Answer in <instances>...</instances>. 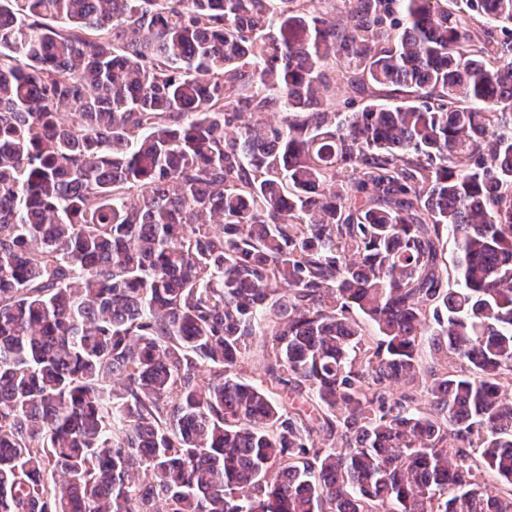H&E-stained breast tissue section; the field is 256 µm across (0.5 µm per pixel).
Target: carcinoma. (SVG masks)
Instances as JSON below:
<instances>
[{
    "mask_svg": "<svg viewBox=\"0 0 512 512\" xmlns=\"http://www.w3.org/2000/svg\"><path fill=\"white\" fill-rule=\"evenodd\" d=\"M319 2L0 0V512H512V0ZM265 342V337L257 336L253 342L252 353L241 361L237 371L244 379L252 382H261L263 380L264 353L261 346Z\"/></svg>",
    "mask_w": 512,
    "mask_h": 512,
    "instance_id": "1",
    "label": "carcinoma"
}]
</instances>
